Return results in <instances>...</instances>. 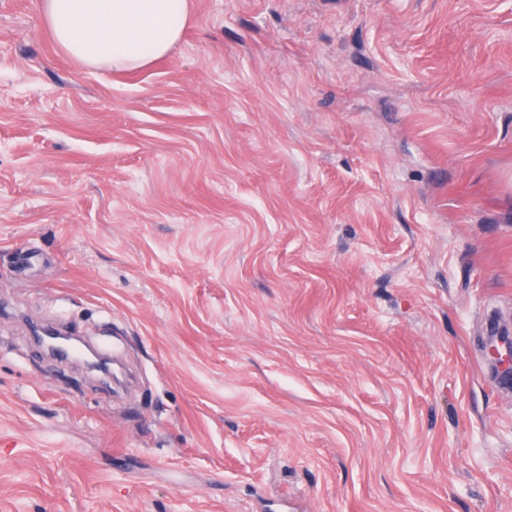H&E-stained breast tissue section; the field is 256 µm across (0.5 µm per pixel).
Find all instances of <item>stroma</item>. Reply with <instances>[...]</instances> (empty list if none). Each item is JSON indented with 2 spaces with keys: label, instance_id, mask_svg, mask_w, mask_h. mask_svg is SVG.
<instances>
[{
  "label": "stroma",
  "instance_id": "35a3bbf8",
  "mask_svg": "<svg viewBox=\"0 0 512 512\" xmlns=\"http://www.w3.org/2000/svg\"><path fill=\"white\" fill-rule=\"evenodd\" d=\"M192 4L117 73L0 0V512H512V0ZM511 328H499L488 336V352L491 363L497 368L501 378L508 384V369L512 365V337ZM40 336L41 346L47 350L53 357H67L69 348H71V338L62 336L53 329H43Z\"/></svg>",
  "mask_w": 512,
  "mask_h": 512
}]
</instances>
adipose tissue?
Returning a JSON list of instances; mask_svg holds the SVG:
<instances>
[{
  "label": "adipose tissue",
  "instance_id": "1",
  "mask_svg": "<svg viewBox=\"0 0 512 512\" xmlns=\"http://www.w3.org/2000/svg\"><path fill=\"white\" fill-rule=\"evenodd\" d=\"M52 37L89 67L133 71L165 57L189 22V0H40Z\"/></svg>",
  "mask_w": 512,
  "mask_h": 512
}]
</instances>
